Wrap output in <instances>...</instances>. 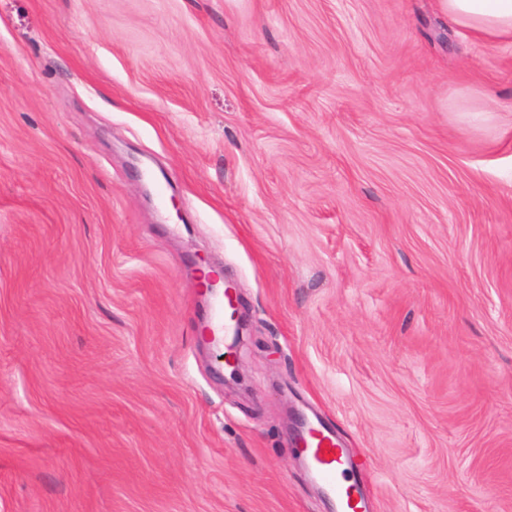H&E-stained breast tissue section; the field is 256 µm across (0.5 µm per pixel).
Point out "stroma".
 <instances>
[{
    "instance_id": "obj_1",
    "label": "stroma",
    "mask_w": 512,
    "mask_h": 512,
    "mask_svg": "<svg viewBox=\"0 0 512 512\" xmlns=\"http://www.w3.org/2000/svg\"><path fill=\"white\" fill-rule=\"evenodd\" d=\"M292 407L369 512H512V39L438 0H0V512H332ZM233 291L231 288L226 287L222 296L217 294L214 297L212 306L211 316L209 320V331L211 336L219 335L224 333V339L226 333L230 331L229 321L226 319L227 310L232 308Z\"/></svg>"
}]
</instances>
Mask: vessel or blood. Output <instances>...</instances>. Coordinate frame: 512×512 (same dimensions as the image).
I'll list each match as a JSON object with an SVG mask.
<instances>
[{
  "instance_id": "b4317fda",
  "label": "vessel or blood",
  "mask_w": 512,
  "mask_h": 512,
  "mask_svg": "<svg viewBox=\"0 0 512 512\" xmlns=\"http://www.w3.org/2000/svg\"><path fill=\"white\" fill-rule=\"evenodd\" d=\"M232 299L233 291L229 288L223 294L215 296L209 320L211 334L229 332L230 324L226 312L232 307ZM304 454L311 474L330 497L335 499L339 512H361L362 502L354 496L348 480L350 462L334 435L319 428L308 431Z\"/></svg>"
}]
</instances>
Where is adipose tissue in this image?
<instances>
[{
  "label": "adipose tissue",
  "mask_w": 512,
  "mask_h": 512,
  "mask_svg": "<svg viewBox=\"0 0 512 512\" xmlns=\"http://www.w3.org/2000/svg\"><path fill=\"white\" fill-rule=\"evenodd\" d=\"M459 24L485 39L512 38V0H440Z\"/></svg>",
  "instance_id": "adipose-tissue-1"
}]
</instances>
